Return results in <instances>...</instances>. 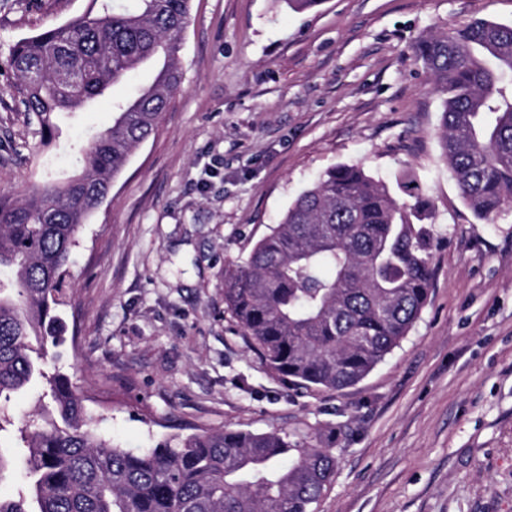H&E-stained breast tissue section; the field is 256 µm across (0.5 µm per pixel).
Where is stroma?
I'll use <instances>...</instances> for the list:
<instances>
[{"label": "stroma", "mask_w": 512, "mask_h": 512, "mask_svg": "<svg viewBox=\"0 0 512 512\" xmlns=\"http://www.w3.org/2000/svg\"><path fill=\"white\" fill-rule=\"evenodd\" d=\"M88 5L0 0V195L75 173L113 101L151 80L130 74L42 147L10 52ZM479 18L512 25V0H192L181 86L80 229L65 342L47 356L102 435L130 449L217 429L330 445L314 512H512V203L488 224L464 204L441 156L442 98L412 52ZM338 164L421 188L432 291L363 381L300 389L266 371L225 310L224 266ZM46 391L13 397L0 444L19 446Z\"/></svg>", "instance_id": "stroma-1"}]
</instances>
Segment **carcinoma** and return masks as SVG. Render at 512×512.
I'll use <instances>...</instances> for the list:
<instances>
[{"mask_svg":"<svg viewBox=\"0 0 512 512\" xmlns=\"http://www.w3.org/2000/svg\"><path fill=\"white\" fill-rule=\"evenodd\" d=\"M90 0L76 19L18 42L10 67L21 103L51 145L61 112H80L139 67L150 84L114 104L80 174L24 199L0 196V432L11 396L37 380L54 416L19 430L27 489L0 494V512H311L335 470L331 449L278 434L210 430L176 444L119 448L89 429L70 379L44 368L58 346L79 228L103 203L129 157L157 128L179 89L180 36L191 0ZM444 96L442 156L473 214L490 222L512 201V25L476 19L419 38ZM397 189L411 195L409 184ZM395 189V190H397ZM360 165L334 166L300 194L246 259L224 267V305L266 369L303 387L341 391L362 381L407 335L426 306L436 241L426 201L397 198Z\"/></svg>","mask_w":512,"mask_h":512,"instance_id":"1","label":"carcinoma"}]
</instances>
